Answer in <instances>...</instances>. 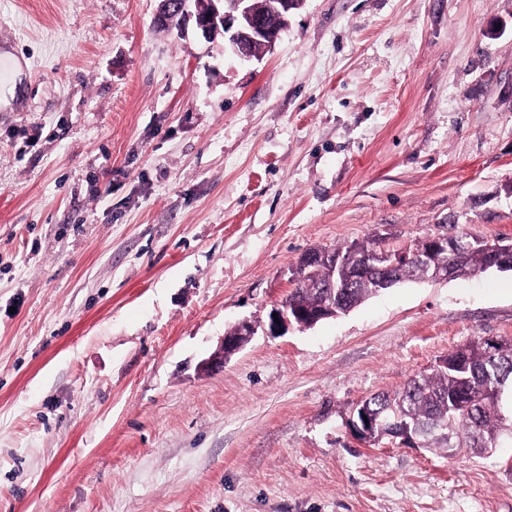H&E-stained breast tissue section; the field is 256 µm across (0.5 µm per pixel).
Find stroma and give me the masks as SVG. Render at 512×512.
Segmentation results:
<instances>
[{
  "label": "stroma",
  "instance_id": "stroma-1",
  "mask_svg": "<svg viewBox=\"0 0 512 512\" xmlns=\"http://www.w3.org/2000/svg\"><path fill=\"white\" fill-rule=\"evenodd\" d=\"M157 6L0 0V512H512V447L348 426L512 338V272L268 330L307 251L512 239V0H305L248 63Z\"/></svg>",
  "mask_w": 512,
  "mask_h": 512
}]
</instances>
